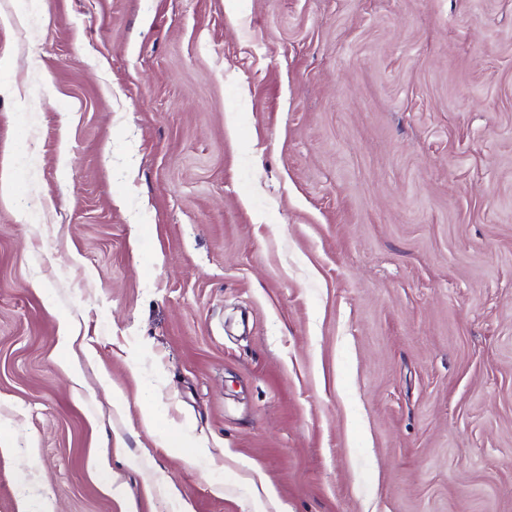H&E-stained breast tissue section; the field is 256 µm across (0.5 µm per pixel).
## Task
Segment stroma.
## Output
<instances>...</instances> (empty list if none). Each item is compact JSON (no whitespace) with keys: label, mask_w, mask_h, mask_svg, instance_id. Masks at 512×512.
Listing matches in <instances>:
<instances>
[{"label":"stroma","mask_w":512,"mask_h":512,"mask_svg":"<svg viewBox=\"0 0 512 512\" xmlns=\"http://www.w3.org/2000/svg\"><path fill=\"white\" fill-rule=\"evenodd\" d=\"M4 165L0 512H512V0H0Z\"/></svg>","instance_id":"35a3bbf8"}]
</instances>
